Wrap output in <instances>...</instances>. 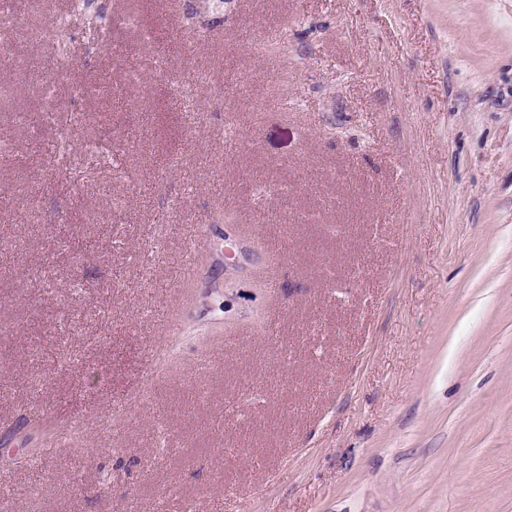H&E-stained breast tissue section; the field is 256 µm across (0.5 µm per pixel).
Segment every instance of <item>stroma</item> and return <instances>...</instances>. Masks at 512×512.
Returning a JSON list of instances; mask_svg holds the SVG:
<instances>
[{
	"mask_svg": "<svg viewBox=\"0 0 512 512\" xmlns=\"http://www.w3.org/2000/svg\"><path fill=\"white\" fill-rule=\"evenodd\" d=\"M94 6L0 27V512H512V0Z\"/></svg>",
	"mask_w": 512,
	"mask_h": 512,
	"instance_id": "35a3bbf8",
	"label": "stroma"
}]
</instances>
